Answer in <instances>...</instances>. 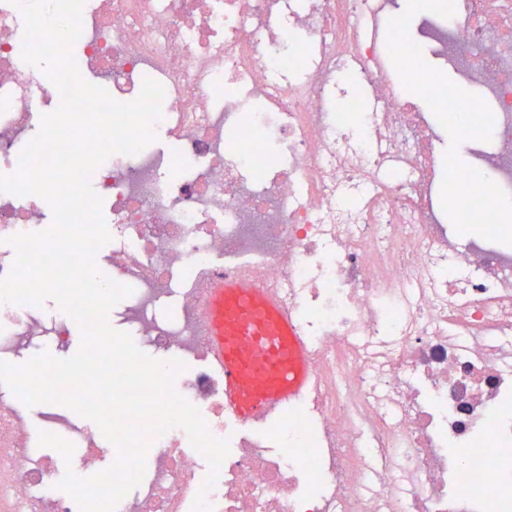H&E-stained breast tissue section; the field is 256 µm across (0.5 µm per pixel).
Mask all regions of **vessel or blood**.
<instances>
[{"label": "vessel or blood", "instance_id": "b4317fda", "mask_svg": "<svg viewBox=\"0 0 512 512\" xmlns=\"http://www.w3.org/2000/svg\"><path fill=\"white\" fill-rule=\"evenodd\" d=\"M215 358L224 368V398L233 414L249 420L268 403L284 406L310 380L306 355L288 346L292 318L283 316L259 289L227 283L212 303Z\"/></svg>", "mask_w": 512, "mask_h": 512}]
</instances>
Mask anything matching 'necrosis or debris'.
Listing matches in <instances>:
<instances>
[{
	"mask_svg": "<svg viewBox=\"0 0 512 512\" xmlns=\"http://www.w3.org/2000/svg\"><path fill=\"white\" fill-rule=\"evenodd\" d=\"M396 15L392 0H85L83 78L120 102L147 77L165 88L155 133L176 154L114 155L94 190L112 217V279L134 289L122 319L189 363L178 392L229 444L212 512H512V246L449 224L444 136L402 96L387 40L366 34ZM23 30L0 0V174L59 95L22 60ZM413 40L492 109L472 160L512 193V0H455ZM349 74L373 105L334 112ZM47 208L0 193V278L8 237L48 228ZM239 277L294 316L312 370L297 399L250 423L224 403L204 319L212 288ZM74 326L0 306V360L45 337L65 346ZM44 430L103 470L96 432L52 415ZM38 432L5 391L0 512H76ZM207 473L170 430L116 512H191Z\"/></svg>",
	"mask_w": 512,
	"mask_h": 512,
	"instance_id": "obj_1",
	"label": "necrosis or debris"
}]
</instances>
